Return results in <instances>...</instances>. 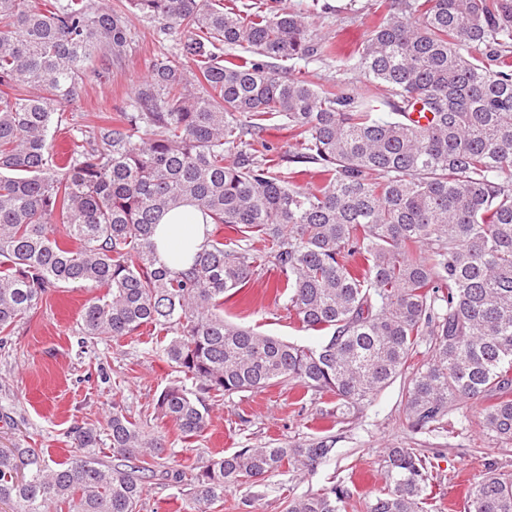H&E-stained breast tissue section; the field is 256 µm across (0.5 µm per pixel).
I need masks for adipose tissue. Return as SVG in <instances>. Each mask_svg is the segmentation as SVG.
Here are the masks:
<instances>
[{"label":"adipose tissue","mask_w":512,"mask_h":512,"mask_svg":"<svg viewBox=\"0 0 512 512\" xmlns=\"http://www.w3.org/2000/svg\"><path fill=\"white\" fill-rule=\"evenodd\" d=\"M208 227L200 211L190 205L164 214L154 234L161 259L176 270L188 268L193 255L205 248Z\"/></svg>","instance_id":"adipose-tissue-1"}]
</instances>
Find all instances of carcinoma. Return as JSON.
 Returning <instances> with one entry per match:
<instances>
[{"label": "carcinoma", "mask_w": 512, "mask_h": 512, "mask_svg": "<svg viewBox=\"0 0 512 512\" xmlns=\"http://www.w3.org/2000/svg\"><path fill=\"white\" fill-rule=\"evenodd\" d=\"M135 12L159 40L179 38L116 117L72 127L58 151L54 105L125 60ZM319 18L281 0H0V335L52 291L94 288L82 335L150 325L167 337L175 376L154 409L184 438L234 393L288 382L332 397L325 417L347 420L402 376L413 432L443 430L480 399L487 434L512 443V0H392L343 54ZM333 58L362 79L315 85L279 65ZM275 118L292 141L276 164L260 139ZM185 204L237 239L209 234L177 272L153 234ZM269 270L301 327L328 335L300 345L224 318ZM425 339L431 355L416 362ZM106 427L108 460L94 424L72 429L66 462L0 448V507L140 512L163 480L188 487L187 512H209L227 488L310 469L336 443L240 448L189 475L123 411ZM428 464L418 448L387 449V489L365 512H425ZM349 497L334 482L286 512H341ZM466 498L467 512H512V476L491 469Z\"/></svg>", "instance_id": "cac0c4a2"}]
</instances>
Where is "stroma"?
Masks as SVG:
<instances>
[{"label": "stroma", "instance_id": "stroma-1", "mask_svg": "<svg viewBox=\"0 0 512 512\" xmlns=\"http://www.w3.org/2000/svg\"><path fill=\"white\" fill-rule=\"evenodd\" d=\"M315 1L327 6L321 23L337 41L354 46L365 40L374 23L375 0H286V4L303 11ZM134 25L132 52L107 77L86 85L67 107L62 129L82 123L88 113H114L133 93L156 47L154 22L138 19ZM274 285L273 274L256 276L227 302V311L235 323L311 344L313 333L301 330L285 301L276 300ZM91 294L88 288L58 289L30 321L16 328L7 345H0V446L20 439L54 460H66L75 451L71 429L91 420L105 426L116 406L146 423L148 432L161 439L167 464L183 470L247 446L292 444L320 435L321 414L330 408L329 399L302 402L297 389L277 385L214 403L203 436L181 437L153 409L172 376L156 331L148 325L132 336L86 341L80 315ZM402 387V381H395L361 418L336 424L329 460L311 471L287 466L266 478L255 512H285L289 498L318 492L333 480L350 490L342 512H365V501L384 485V456L394 447L419 448L432 459L428 512H465L467 490L487 469L512 474V445L494 449L480 423V402H469L466 414H450L443 433H415L405 422Z\"/></svg>", "mask_w": 512, "mask_h": 512}]
</instances>
